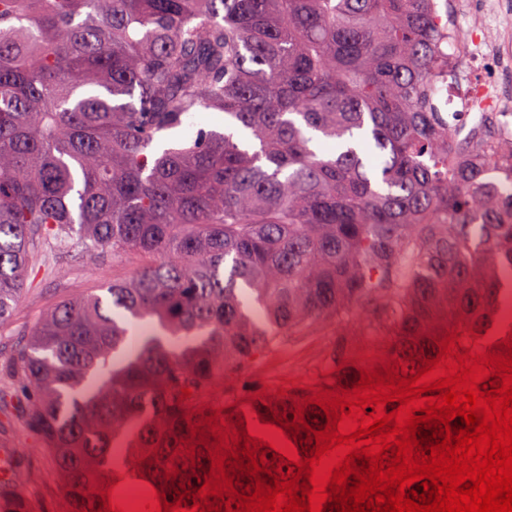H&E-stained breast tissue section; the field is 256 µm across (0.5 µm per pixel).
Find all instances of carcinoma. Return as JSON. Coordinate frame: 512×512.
<instances>
[{"label":"carcinoma","instance_id":"obj_1","mask_svg":"<svg viewBox=\"0 0 512 512\" xmlns=\"http://www.w3.org/2000/svg\"><path fill=\"white\" fill-rule=\"evenodd\" d=\"M446 39L448 0H0V326L44 250L140 262L104 297L58 300L0 364V405L32 393L19 416L71 512H110L131 484L223 508L198 495L209 457L250 496L230 460L250 461L245 440L298 470L258 428L302 457L327 425L305 398L414 376L447 338L499 327L512 131L501 112L452 128ZM207 110L229 132L157 146ZM315 322L336 324L320 389L215 400ZM0 512H27L24 486L0 480Z\"/></svg>","mask_w":512,"mask_h":512}]
</instances>
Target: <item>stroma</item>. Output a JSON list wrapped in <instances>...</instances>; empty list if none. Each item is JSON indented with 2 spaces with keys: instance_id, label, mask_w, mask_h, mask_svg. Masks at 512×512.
<instances>
[{
  "instance_id": "35a3bbf8",
  "label": "stroma",
  "mask_w": 512,
  "mask_h": 512,
  "mask_svg": "<svg viewBox=\"0 0 512 512\" xmlns=\"http://www.w3.org/2000/svg\"><path fill=\"white\" fill-rule=\"evenodd\" d=\"M39 272L28 281L11 323L0 326V350L18 343L20 328L33 325L63 296H78L114 279L134 277L139 264L133 259L115 260L105 255L89 259L70 249H53L38 258ZM336 347V327L329 323L310 326L278 350L244 371L233 375L216 389L217 395L237 401L252 392H279L286 379L301 386L319 387L331 371V354ZM15 454L13 476L26 489L29 512H67L66 501L53 472V460L42 442L16 420L12 409L0 410V449Z\"/></svg>"
}]
</instances>
